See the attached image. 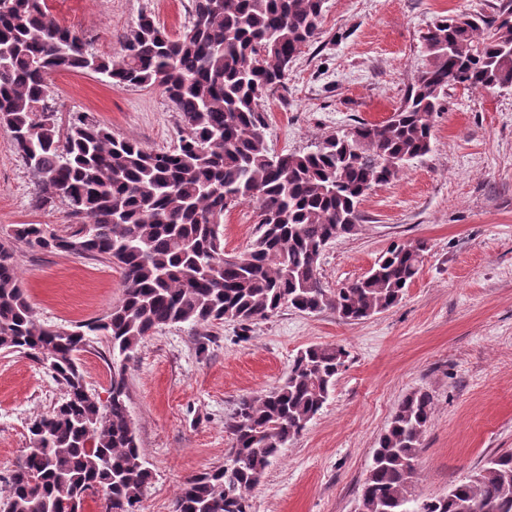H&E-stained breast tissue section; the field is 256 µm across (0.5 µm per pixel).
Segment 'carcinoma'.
I'll return each mask as SVG.
<instances>
[{
    "label": "carcinoma",
    "mask_w": 512,
    "mask_h": 512,
    "mask_svg": "<svg viewBox=\"0 0 512 512\" xmlns=\"http://www.w3.org/2000/svg\"><path fill=\"white\" fill-rule=\"evenodd\" d=\"M325 0H191L190 25L172 37L149 14L117 58L87 50L46 0H0V129L35 185L36 210L67 202L76 228L16 224L12 239L39 249L100 257L118 266L123 295L109 315L72 330L34 318L10 246L0 244V349L23 352L51 374L63 397L29 427L10 476L8 512H83L98 489L106 512H137L152 472L126 404L125 361L164 326H247L283 306L326 308L356 322L396 306L419 274L424 244H393L366 276L329 293L319 251L352 235L363 197L431 151L433 116L448 89H512V0L489 13L437 20L423 34L427 63L404 101L381 123L356 122L307 152L275 155L266 143L265 98L320 31ZM93 71L118 88L159 87L183 135L167 151L117 138L77 112L61 133L48 79ZM255 202L259 235L249 250L224 252V210ZM112 351V384L101 401L72 357L98 337ZM349 352L312 345L273 390L241 399L228 425L224 464L185 479L174 512H249L250 491L272 459L326 404ZM432 396L407 394L375 449L356 512H512V449L487 457L448 494L413 491Z\"/></svg>",
    "instance_id": "obj_1"
}]
</instances>
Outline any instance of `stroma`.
Here are the masks:
<instances>
[{
	"instance_id": "stroma-1",
	"label": "stroma",
	"mask_w": 512,
	"mask_h": 512,
	"mask_svg": "<svg viewBox=\"0 0 512 512\" xmlns=\"http://www.w3.org/2000/svg\"><path fill=\"white\" fill-rule=\"evenodd\" d=\"M56 21L82 33L89 51L113 58L142 13L179 35L185 0H47ZM497 0H325L319 37L298 55L284 88L266 102V141L303 152L355 121L380 123L404 100L426 61L422 35L460 11H491ZM58 129L84 112L113 135L160 150L177 144L178 117L158 88H118L94 72L50 78ZM34 184L0 130V243L11 244L34 317L71 329L107 316L123 294L120 269L92 256L11 242L16 224L65 232L64 201L30 205ZM357 231L318 260L324 288L362 278L395 243H423L422 268L393 308L356 323L329 309L284 307L249 326L188 323L145 336L126 361L127 406L152 472L139 512H173L181 483L224 463L238 401L287 377L297 353L340 344L350 358L323 409L281 450L250 493L252 512H355L380 436L403 397L428 391L433 414L415 481L438 498L512 449V90L456 88L434 120L432 150L391 183L373 188ZM258 206L224 213V250L247 251ZM77 364L91 393L107 397L112 356L106 339ZM62 397L50 373L19 352L0 350V500L28 446L30 423Z\"/></svg>"
}]
</instances>
